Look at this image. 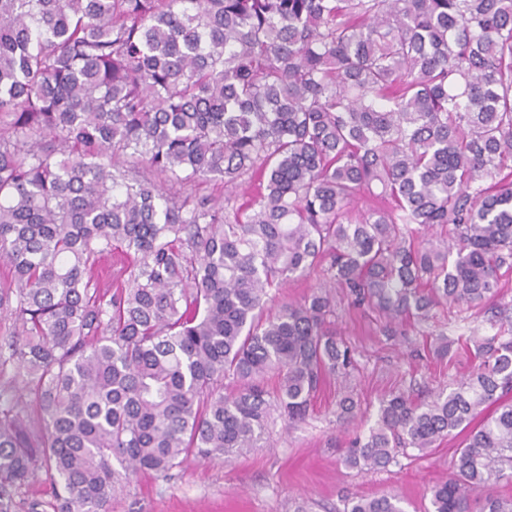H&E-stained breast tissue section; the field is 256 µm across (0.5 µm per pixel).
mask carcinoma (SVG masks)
<instances>
[{"label":"carcinoma","instance_id":"carcinoma-1","mask_svg":"<svg viewBox=\"0 0 512 512\" xmlns=\"http://www.w3.org/2000/svg\"><path fill=\"white\" fill-rule=\"evenodd\" d=\"M216 175L249 195L156 181ZM0 261V373L32 395L0 406V512L42 460L53 512H105L139 472L251 453L351 377L337 293L389 326L512 319V0H0ZM467 342V381L383 398L343 459L461 432L428 512H512L487 494L512 481V331ZM360 410L343 386L337 421ZM320 275L321 273L319 267L307 278L290 281L285 285L284 288H280L279 291H272V294H275V303L289 302L291 300H297L301 298L303 295L310 291L311 287L314 286Z\"/></svg>","mask_w":512,"mask_h":512}]
</instances>
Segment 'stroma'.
Returning <instances> with one entry per match:
<instances>
[{
	"instance_id": "stroma-1",
	"label": "stroma",
	"mask_w": 512,
	"mask_h": 512,
	"mask_svg": "<svg viewBox=\"0 0 512 512\" xmlns=\"http://www.w3.org/2000/svg\"><path fill=\"white\" fill-rule=\"evenodd\" d=\"M335 327L354 352L358 369L350 379L366 419L337 422L336 400L341 382L329 379L308 417L295 426L282 419L270 423L262 448L229 463L188 457L172 479L138 475L117 491L108 512H342L350 497L400 494L406 512H423L427 492L449 473L462 437H450L427 457L399 456L378 471L347 467L339 446L367 433L380 400L402 391L419 400L456 387L469 377L473 363L459 354L454 363L436 359L430 345L438 334L454 339L485 334L482 312L451 308L435 318L388 332L369 309H337ZM57 489L45 470L11 493V512H52Z\"/></svg>"
}]
</instances>
